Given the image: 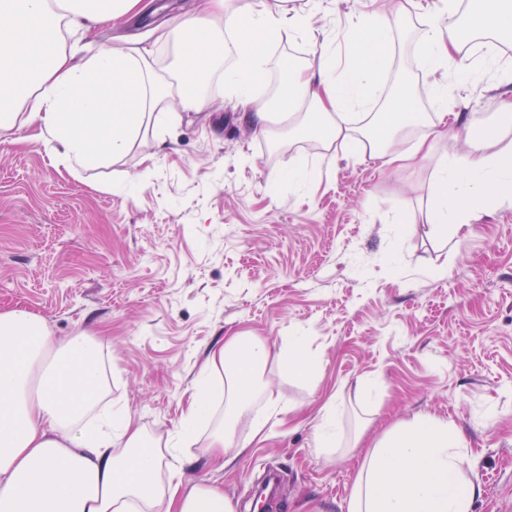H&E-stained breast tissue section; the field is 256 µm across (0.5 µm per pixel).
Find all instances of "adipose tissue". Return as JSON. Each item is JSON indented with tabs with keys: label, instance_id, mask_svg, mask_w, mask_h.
<instances>
[{
	"label": "adipose tissue",
	"instance_id": "1",
	"mask_svg": "<svg viewBox=\"0 0 512 512\" xmlns=\"http://www.w3.org/2000/svg\"><path fill=\"white\" fill-rule=\"evenodd\" d=\"M470 24L512 34V0H473ZM146 8L144 0H0V142L14 141L24 123H38L48 151L73 177L121 157L142 129L162 120L171 96L186 110L202 109L203 95L176 94L163 87L155 52L143 39L59 49L60 32L87 34L119 28ZM437 18L427 21L421 69H447L470 52L457 27L455 0H441ZM393 19L365 15L345 36L343 48L325 40L317 65L290 70L281 110L300 131L344 147L361 146L382 172L414 167L433 156L441 128L448 124V86L433 83L437 110L411 148L396 141L405 127L409 99L395 97L374 111L371 92L386 80L393 43ZM305 15L271 7L268 0H193L180 23L178 53L196 76L205 78L217 53H229L224 86L242 105L245 118L272 134L274 113L253 95L264 81L268 60L260 45L282 34L308 30ZM24 94L26 116L10 104ZM361 110L364 125L352 127L347 111ZM507 133L494 129L474 139L461 154L445 158L429 220L472 223L493 200L505 161L512 157ZM467 194H458L464 182ZM282 371L293 364L272 353L256 336L229 337L204 363L183 420L179 440L205 448L218 466L230 463L243 443L232 424L197 430L210 419L216 401L236 415H250L260 432L278 404L273 392L253 409L251 399L267 365ZM99 343L82 333L60 342L45 321L24 311L0 312V512H233L223 491L205 483L183 489L177 470H164L155 442L130 422L104 416L94 429L82 420L102 394ZM460 436L447 420L429 415L395 425L374 443L357 479L348 512H473L482 495L465 478L470 461Z\"/></svg>",
	"mask_w": 512,
	"mask_h": 512
}]
</instances>
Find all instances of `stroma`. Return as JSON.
Returning a JSON list of instances; mask_svg holds the SVG:
<instances>
[{"instance_id":"1","label":"stroma","mask_w":512,"mask_h":512,"mask_svg":"<svg viewBox=\"0 0 512 512\" xmlns=\"http://www.w3.org/2000/svg\"><path fill=\"white\" fill-rule=\"evenodd\" d=\"M430 0H289L305 33L267 48L268 73L311 63L315 42L343 39L355 12L397 20V50L376 99L411 77L409 146L436 110L420 64ZM448 83L449 123L436 154L379 173L370 156L327 141L285 137L279 151L247 125L220 73L201 86L210 105L148 131L124 156L72 177L38 126L0 143V312L44 318L53 336L101 342L109 408L161 442L176 441L198 371L225 337L248 331L273 349L302 339L314 368L263 383L281 411L231 466L204 449L165 460L184 486L204 481L235 512H253L252 489L283 473L287 512H348L370 446L394 424L430 414L460 433L475 512H512V204H492L471 229L427 221L437 160L464 152L483 129L512 122V81ZM303 177H293L297 164ZM327 448L314 444L324 415Z\"/></svg>"}]
</instances>
